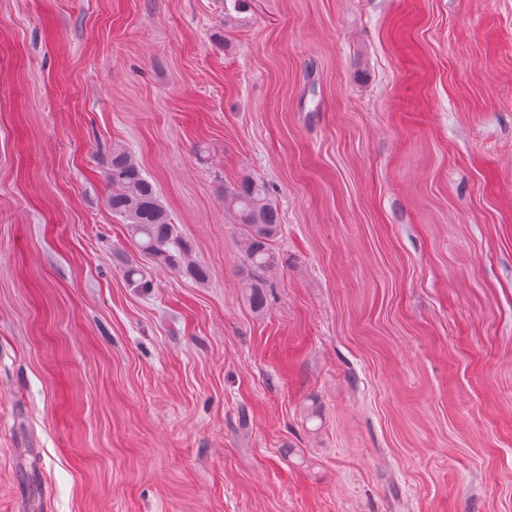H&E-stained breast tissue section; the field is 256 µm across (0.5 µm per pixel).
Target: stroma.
<instances>
[{
  "label": "stroma",
  "mask_w": 512,
  "mask_h": 512,
  "mask_svg": "<svg viewBox=\"0 0 512 512\" xmlns=\"http://www.w3.org/2000/svg\"><path fill=\"white\" fill-rule=\"evenodd\" d=\"M0 512H512V0H0ZM112 186L108 206L127 226L140 254L199 283L208 278L205 267L190 258V247L161 202L154 184L124 150L113 149L106 173ZM224 206L237 215L243 239L241 275L249 288L251 304L261 309L265 304L266 273L285 262L274 246L282 234L280 214L265 183L248 176L237 186L225 189Z\"/></svg>",
  "instance_id": "1"
}]
</instances>
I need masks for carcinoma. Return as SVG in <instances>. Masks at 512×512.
Instances as JSON below:
<instances>
[{"label":"carcinoma","instance_id":"carcinoma-1","mask_svg":"<svg viewBox=\"0 0 512 512\" xmlns=\"http://www.w3.org/2000/svg\"><path fill=\"white\" fill-rule=\"evenodd\" d=\"M106 179L112 186L108 206L126 224L130 240L140 254L160 266L204 282L208 278L207 269L190 258L188 243L171 222L154 184L133 157L124 150H112ZM224 206L237 215V227L243 239L241 275L249 288L251 304L261 309L265 304L266 273L285 262L274 246L282 234L280 214L265 183L248 176L237 186L224 189ZM122 273L126 281L138 288L151 287V281L137 264L124 265Z\"/></svg>","mask_w":512,"mask_h":512}]
</instances>
